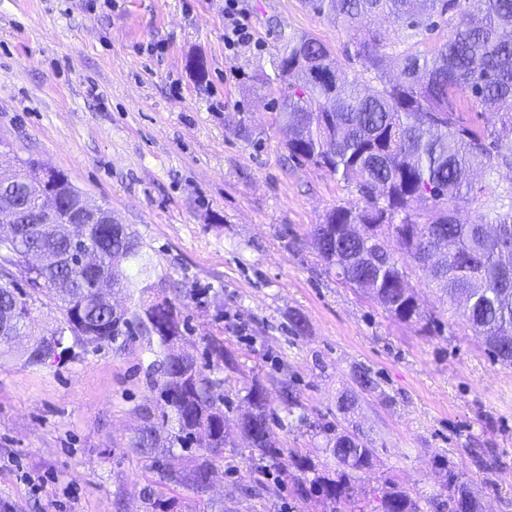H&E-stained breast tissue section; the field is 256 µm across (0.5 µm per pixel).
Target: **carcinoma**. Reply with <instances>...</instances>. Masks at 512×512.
Returning <instances> with one entry per match:
<instances>
[{
	"label": "carcinoma",
	"mask_w": 512,
	"mask_h": 512,
	"mask_svg": "<svg viewBox=\"0 0 512 512\" xmlns=\"http://www.w3.org/2000/svg\"><path fill=\"white\" fill-rule=\"evenodd\" d=\"M309 11L325 17L350 39L349 60L361 64L374 86L356 78L326 74L335 69L332 50L307 34L279 32L281 47L272 73L262 84L281 83L277 123L290 130L289 157L329 171L357 189L359 203L336 206L311 226V245L326 269L404 322L427 320L407 281L399 256L424 271L443 300L463 307V316L492 358L512 364V204L491 206L492 217L468 221L461 206L487 204L485 187L471 179L474 169H512V0H302ZM377 16L416 41L399 51L389 48L381 32L357 37L362 22ZM449 34H444V31ZM397 80L388 78L394 64ZM476 110L484 124L473 125L463 113ZM0 203L33 189L41 174L51 173L54 202L41 203L60 214L72 195L82 191L62 172L28 163L23 173L0 158ZM78 241L59 236L54 223L30 219L26 239H0V315L13 320L0 331V357L26 335L33 306L46 298L60 314L55 328L31 336L20 356L27 367L62 359L71 345L98 348L136 324L168 347L154 386L165 407L157 414L141 410L142 425L132 441L136 453L160 474V483L204 492L214 472L216 449L250 448L298 472L293 493L315 496L331 506L351 502L350 474L372 468L376 449L358 430L325 427L326 452L338 471L320 470L310 457L284 454L270 441V419L264 389L253 384L243 397L252 419L229 436L225 401L219 382L198 366L173 357L172 344L183 337L184 320L170 299L141 312L119 313L95 300L97 283L132 296L153 288V256L123 224L111 231L102 224L78 228ZM51 248L65 256L52 269H22L19 255ZM135 270L114 276L116 265ZM174 438L197 447L187 463L168 468L163 441ZM446 488L452 512H478L464 482L453 476ZM144 512H170L174 501L148 484L140 491ZM359 512H422L413 497L388 481L374 501Z\"/></svg>",
	"instance_id": "obj_1"
}]
</instances>
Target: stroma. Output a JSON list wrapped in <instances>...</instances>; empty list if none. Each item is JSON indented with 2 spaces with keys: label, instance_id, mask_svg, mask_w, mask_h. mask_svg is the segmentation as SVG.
Returning <instances> with one entry per match:
<instances>
[{
  "label": "stroma",
  "instance_id": "stroma-1",
  "mask_svg": "<svg viewBox=\"0 0 512 512\" xmlns=\"http://www.w3.org/2000/svg\"><path fill=\"white\" fill-rule=\"evenodd\" d=\"M239 5L255 41L230 51L224 0H0V154L63 172L131 228L157 274L144 295L116 303H176L179 348L220 380L230 418L258 384L280 448L324 463L317 425L366 435L377 459L352 477L358 503L388 479L417 499L443 494L452 471L479 512H512V365L493 361L410 258L401 264L430 330L339 284L309 245L311 225L359 194L288 159L279 92L259 78L281 29L321 39L341 71L362 76L343 54L346 34L300 0ZM241 118L250 136L237 132ZM214 339L233 368L209 360ZM160 350L137 330L56 365L0 360V501L14 512H142L139 491L159 477L131 441L141 409L162 406L149 374ZM359 370L376 391H360ZM251 463L250 449H225L208 493L174 489L178 512H321L317 498L294 497V471L274 465L266 491L245 496Z\"/></svg>",
  "mask_w": 512,
  "mask_h": 512
}]
</instances>
